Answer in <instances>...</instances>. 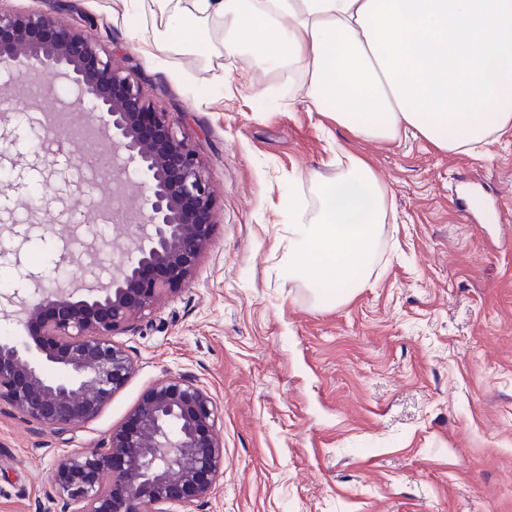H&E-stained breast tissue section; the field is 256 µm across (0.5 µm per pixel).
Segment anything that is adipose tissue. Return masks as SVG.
Here are the masks:
<instances>
[{
	"mask_svg": "<svg viewBox=\"0 0 512 512\" xmlns=\"http://www.w3.org/2000/svg\"><path fill=\"white\" fill-rule=\"evenodd\" d=\"M163 50L204 45L300 73L290 105L325 112L355 136L414 131L475 154L512 129V0H156ZM317 212L288 226V275L337 283L368 272L390 207L378 174L347 154L314 175Z\"/></svg>",
	"mask_w": 512,
	"mask_h": 512,
	"instance_id": "obj_1",
	"label": "adipose tissue"
}]
</instances>
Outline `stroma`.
Here are the masks:
<instances>
[{"mask_svg": "<svg viewBox=\"0 0 512 512\" xmlns=\"http://www.w3.org/2000/svg\"><path fill=\"white\" fill-rule=\"evenodd\" d=\"M89 34L193 144L216 199L191 279L115 333L134 370L91 422L59 434L0 404V512H70L58 460L102 447L144 391L182 375L218 410L224 467L171 512H512V130L482 154L411 132L363 141L288 110L287 74L243 73L218 52L157 48L153 0H0ZM64 79L0 69V329L38 285L109 281L140 234L136 169L102 137L34 151ZM343 145L388 190L368 278L344 303L288 276V197L316 207L313 174ZM54 199L51 213L36 193ZM124 211L126 220L106 223Z\"/></svg>", "mask_w": 512, "mask_h": 512, "instance_id": "1", "label": "stroma"}]
</instances>
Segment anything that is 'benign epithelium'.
<instances>
[{
    "mask_svg": "<svg viewBox=\"0 0 512 512\" xmlns=\"http://www.w3.org/2000/svg\"><path fill=\"white\" fill-rule=\"evenodd\" d=\"M21 57L32 72L68 79L89 126L112 138L122 167L135 162L142 174L136 255L84 296L39 290L25 307L33 343L0 341V403L64 433L91 421L130 377L132 359L112 335L192 277L211 239L215 201L196 150L91 37L38 11L0 10V66ZM217 420L202 387L160 379L103 447L63 456L53 486L76 505L72 512H166L167 504L204 499L224 465Z\"/></svg>",
    "mask_w": 512,
    "mask_h": 512,
    "instance_id": "benign-epithelium-1",
    "label": "benign epithelium"
}]
</instances>
